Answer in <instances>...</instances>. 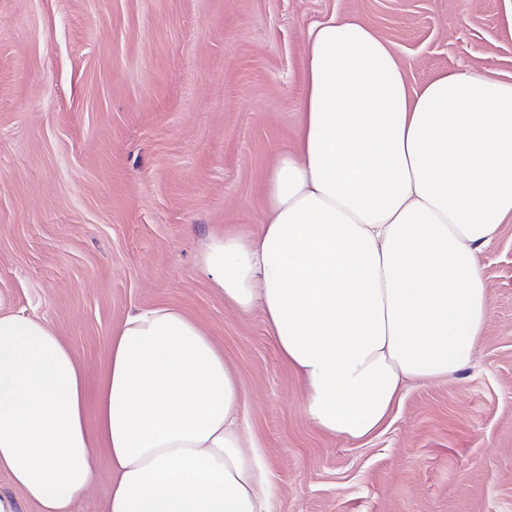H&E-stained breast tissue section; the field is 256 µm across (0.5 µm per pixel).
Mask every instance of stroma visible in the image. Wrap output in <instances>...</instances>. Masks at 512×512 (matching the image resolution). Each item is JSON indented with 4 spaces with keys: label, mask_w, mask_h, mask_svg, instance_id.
I'll list each match as a JSON object with an SVG mask.
<instances>
[{
    "label": "stroma",
    "mask_w": 512,
    "mask_h": 512,
    "mask_svg": "<svg viewBox=\"0 0 512 512\" xmlns=\"http://www.w3.org/2000/svg\"><path fill=\"white\" fill-rule=\"evenodd\" d=\"M335 16L386 40L409 87L512 83V0H0V312L48 322L94 389L128 313L182 309L243 384L268 512H512V218L480 257L470 366L405 390L359 442L314 426L261 312L200 265L210 234L258 231L308 32Z\"/></svg>",
    "instance_id": "stroma-1"
}]
</instances>
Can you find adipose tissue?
<instances>
[{"mask_svg":"<svg viewBox=\"0 0 512 512\" xmlns=\"http://www.w3.org/2000/svg\"><path fill=\"white\" fill-rule=\"evenodd\" d=\"M301 113L258 234L208 236L200 263L225 303L261 310L314 425L360 441L405 387L454 377L483 342L480 255L512 216V84L456 71L408 89L387 41L335 17L309 33ZM86 397L53 327L0 313V471L38 512H71L97 447L103 512H267L243 385L182 310L127 315L92 429Z\"/></svg>","mask_w":512,"mask_h":512,"instance_id":"ef3b65f1","label":"adipose tissue"}]
</instances>
